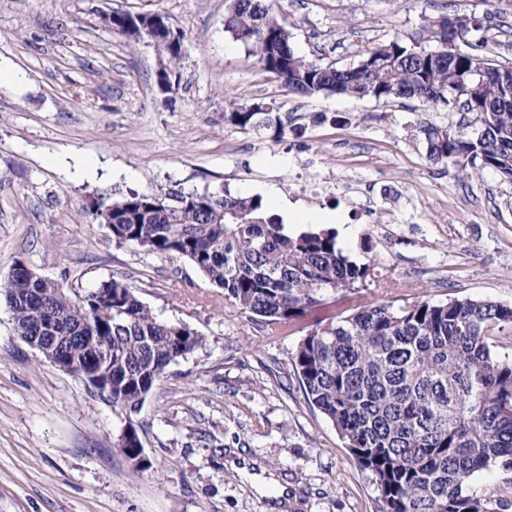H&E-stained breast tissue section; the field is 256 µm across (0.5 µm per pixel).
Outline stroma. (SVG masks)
Wrapping results in <instances>:
<instances>
[{
    "instance_id": "stroma-1",
    "label": "stroma",
    "mask_w": 512,
    "mask_h": 512,
    "mask_svg": "<svg viewBox=\"0 0 512 512\" xmlns=\"http://www.w3.org/2000/svg\"><path fill=\"white\" fill-rule=\"evenodd\" d=\"M233 0H0V280L16 261L73 292L117 278L161 318L204 339L172 365L135 420L150 467L117 442L125 415L13 331L0 301V512H377L370 476L332 422L312 408L291 359L338 307L309 309L293 327L230 306L180 258L119 244L89 208L128 190H224L281 198L336 218L355 237L350 260L380 263L367 283L387 301L480 298L512 305V182L424 161L419 120L455 131L473 115L400 99L292 94L224 30ZM298 55L336 67L400 39L435 48L427 23L483 22L459 41H495L512 63V0H277ZM158 13L183 34L170 93L153 45L130 44L115 12ZM264 102L289 115L282 139L241 131L224 115ZM322 113L320 124L305 121ZM334 182L329 199L298 188ZM356 188L371 212H354Z\"/></svg>"
}]
</instances>
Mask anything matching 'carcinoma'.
<instances>
[{"label": "carcinoma", "instance_id": "obj_1", "mask_svg": "<svg viewBox=\"0 0 512 512\" xmlns=\"http://www.w3.org/2000/svg\"><path fill=\"white\" fill-rule=\"evenodd\" d=\"M146 21L115 29L130 42L149 38ZM224 29L247 46L262 68L303 96L343 95L391 101L416 99L464 112H484L474 132L454 133L427 121L417 130L425 161L465 174L489 170L512 181V72L503 74L481 37L456 65L395 39L360 52L345 68L299 56L273 0H234ZM183 37L160 49L171 78ZM239 129L286 134L273 111L240 106L224 113ZM112 239L149 253L185 258L245 313L290 327L307 308L342 300L336 320L310 330L292 356L308 403L336 427L379 492L378 512H506L512 494L478 495L475 479L495 468L512 471V358L496 351L512 325V306L484 299L377 301L363 293L382 276L379 264L359 266L344 255L336 231L288 233L259 197L229 193L102 194L91 209ZM0 295L19 336H43L56 325L71 338L56 348L79 371L99 374L103 394L126 415L117 447L133 462L141 454L137 405L169 368L198 350L203 337L161 319L118 279L82 295L38 274L6 278ZM93 327L112 350L106 367L92 358L79 327Z\"/></svg>", "mask_w": 512, "mask_h": 512}]
</instances>
